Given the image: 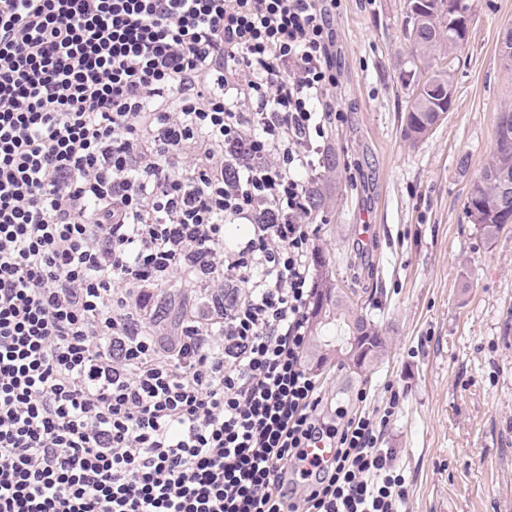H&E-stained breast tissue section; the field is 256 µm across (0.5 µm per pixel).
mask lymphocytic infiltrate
Returning <instances> with one entry per match:
<instances>
[{
  "mask_svg": "<svg viewBox=\"0 0 512 512\" xmlns=\"http://www.w3.org/2000/svg\"><path fill=\"white\" fill-rule=\"evenodd\" d=\"M336 84L328 0H0V512H400L304 361Z\"/></svg>",
  "mask_w": 512,
  "mask_h": 512,
  "instance_id": "lymphocytic-infiltrate-1",
  "label": "lymphocytic infiltrate"
}]
</instances>
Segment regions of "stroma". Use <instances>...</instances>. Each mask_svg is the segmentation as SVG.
I'll list each match as a JSON object with an SVG mask.
<instances>
[{
  "label": "stroma",
  "mask_w": 512,
  "mask_h": 512,
  "mask_svg": "<svg viewBox=\"0 0 512 512\" xmlns=\"http://www.w3.org/2000/svg\"><path fill=\"white\" fill-rule=\"evenodd\" d=\"M407 0H336L342 160L311 237L338 288L385 328L360 372L329 361L324 403L395 413L382 441L406 480L407 512H512V228L485 239L464 202L488 162L512 66L499 45L512 0H472L446 118L416 143L403 131L418 75ZM468 164H461V157ZM366 401H359V394Z\"/></svg>",
  "instance_id": "1"
}]
</instances>
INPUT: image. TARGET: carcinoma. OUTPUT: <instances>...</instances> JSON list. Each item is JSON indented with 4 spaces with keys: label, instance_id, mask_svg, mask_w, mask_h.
<instances>
[{
    "label": "carcinoma",
    "instance_id": "obj_1",
    "mask_svg": "<svg viewBox=\"0 0 512 512\" xmlns=\"http://www.w3.org/2000/svg\"><path fill=\"white\" fill-rule=\"evenodd\" d=\"M470 9V0H409L405 29L421 60L434 48L448 46V67L434 70L416 89L404 116L405 134L417 142L425 138L443 111V92L450 85L453 53L461 48L445 25L448 12L460 4ZM468 221L479 226L487 238L495 237L512 216V112H501L496 123L492 155L471 184L465 205ZM330 260L320 257L316 306L310 327L309 345L318 352L336 355V344L356 332L362 337L365 358L373 361L385 352L386 337L370 323L367 315L348 305L343 297L332 296L336 286L329 277Z\"/></svg>",
    "mask_w": 512,
    "mask_h": 512
}]
</instances>
